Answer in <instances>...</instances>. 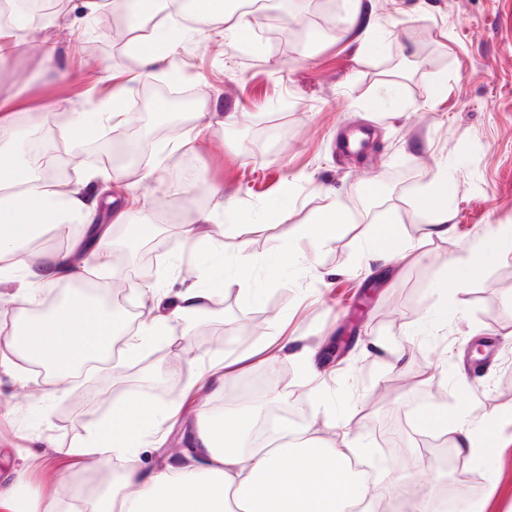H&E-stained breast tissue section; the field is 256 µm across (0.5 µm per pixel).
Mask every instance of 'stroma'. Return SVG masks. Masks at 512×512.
I'll return each instance as SVG.
<instances>
[{"label":"stroma","instance_id":"1","mask_svg":"<svg viewBox=\"0 0 512 512\" xmlns=\"http://www.w3.org/2000/svg\"><path fill=\"white\" fill-rule=\"evenodd\" d=\"M305 26L271 32L255 23V47L234 44L206 21L192 24L184 42L154 67L155 83H181L190 109L152 104L146 132L128 127L80 142L76 123L101 125L98 97L113 76L139 67L126 39L109 36L120 13L89 14L85 0H59L28 27L27 36L57 45L0 65V90L25 87L19 108L38 114L25 139L60 137L74 165L70 183L88 202L138 197L128 223L115 225L118 266L130 274L144 251H161L150 286L127 290L122 311L138 320L151 306V288L174 294L191 281L218 290L213 314L173 318L164 341L140 354L120 350L119 362L87 361L63 381L23 368L16 383L13 350L0 349V485L23 478L26 493L57 512H72L73 487L118 475V464L89 474L65 448L104 427L116 401L132 406L116 429L139 450L151 472L165 451L184 446V424L196 420L194 400H224L223 392L196 393L198 374L218 360L247 356L245 379L277 371L281 390H266L262 412L288 411L285 426L301 428L319 444L349 440L366 448L370 484L394 483L397 507L454 489L458 512H512V247L448 287L453 259L476 251L490 230L512 227V0H373L384 52L358 53L342 38L344 0H276ZM399 80L405 112L363 111L385 82ZM446 80L441 95L432 88ZM353 127L369 134L367 148L344 154L340 142ZM450 167L452 232L427 240L417 199L424 185ZM150 180H143L147 169ZM298 198L284 224H228L216 210L212 186L251 207L273 196L283 181ZM380 185L366 194L367 181ZM349 222L334 242L310 253L281 277L268 276L292 225L328 203ZM211 214L214 258L186 259L181 225ZM394 228L414 261L400 249L366 262L374 235ZM245 256L243 275L257 290L244 301L224 285V260ZM453 302L445 335L423 334L428 310ZM195 343L186 352L180 340ZM380 341L406 348L389 367L369 347ZM264 357H257V349ZM181 407L182 423L168 428L163 446L152 434L157 419L142 411ZM458 415L477 436L497 445L492 472L469 469L453 447L421 454L428 431L418 412Z\"/></svg>","mask_w":512,"mask_h":512}]
</instances>
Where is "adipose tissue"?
Wrapping results in <instances>:
<instances>
[{
	"mask_svg": "<svg viewBox=\"0 0 512 512\" xmlns=\"http://www.w3.org/2000/svg\"><path fill=\"white\" fill-rule=\"evenodd\" d=\"M189 7L213 29L230 33L236 44H252L251 17L242 10L240 0H189ZM345 10L342 35L357 44L361 55L379 54L384 43L365 0H345ZM185 36L183 29L161 25L146 40L132 44L139 68L112 88L105 114L111 126L126 123L129 91ZM3 183L19 186L18 191L0 195V256L10 258L9 263L0 265V285L16 287L15 321L9 329L13 350L62 372L107 353L124 326L120 318L100 312L86 297L71 295L53 315L41 320L29 317L27 305L34 293L46 292L59 283L84 280L90 266L107 257L112 227L124 223L127 209L116 208L111 223L103 224L79 185L53 183L43 174L15 166L0 167ZM447 189L448 177L443 174L429 181L422 193L419 204L426 238L448 237ZM211 193L216 209L224 211L233 223L251 224L259 219L282 222L288 218L295 185L285 182L279 194L258 211L225 199L222 187H213ZM59 204L70 216L82 220L83 233L66 251L49 255L39 267H30L24 259L26 246L44 233L41 216H55ZM346 222L345 211L334 203L312 213L307 223L292 228L280 253L281 264L306 259V246L330 244ZM216 298V289L208 284H188L176 294L168 313H143L131 346L141 349L163 338L170 318L209 315ZM198 415L201 423L190 436L188 463L182 467L169 465L144 472L132 445L109 442L101 430L67 449V456L89 470L100 469L113 457L122 462L119 482L95 489L84 500L82 512H348L350 507L360 506L368 493L366 480L352 472L357 449L309 446L285 434L253 447L249 444L251 425L225 424L207 402L201 404ZM445 431L471 466L490 468L495 446L478 440L465 420L450 419Z\"/></svg>",
	"mask_w": 512,
	"mask_h": 512,
	"instance_id": "adipose-tissue-1",
	"label": "adipose tissue"
}]
</instances>
